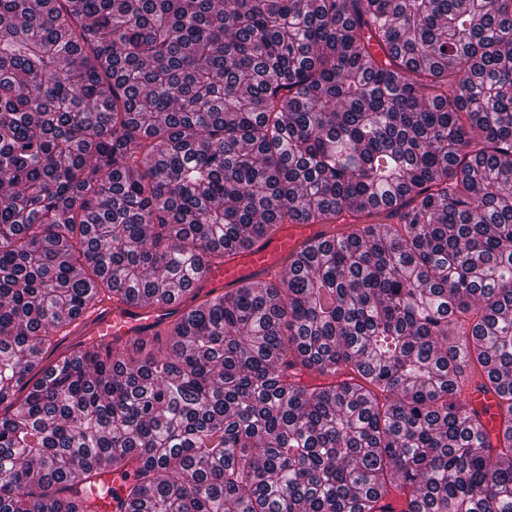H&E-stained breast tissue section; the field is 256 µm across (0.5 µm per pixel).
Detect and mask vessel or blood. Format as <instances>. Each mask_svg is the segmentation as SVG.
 <instances>
[{"label":"vessel or blood","mask_w":512,"mask_h":512,"mask_svg":"<svg viewBox=\"0 0 512 512\" xmlns=\"http://www.w3.org/2000/svg\"><path fill=\"white\" fill-rule=\"evenodd\" d=\"M334 228L328 224H284L270 236L259 239L244 252L230 253L211 266L198 285L206 291L225 292L240 282L268 283L277 280L287 268L291 256L301 247L328 238ZM176 304L162 308L116 305L105 299L81 313L68 324L72 331H89L97 341H127L164 331L176 311ZM457 388L471 406L481 414L483 428L495 433L500 424L498 398L485 391L478 377L465 376ZM105 493L97 500L98 512H119L125 481L120 475L105 477Z\"/></svg>","instance_id":"1"}]
</instances>
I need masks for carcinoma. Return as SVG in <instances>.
I'll return each mask as SVG.
<instances>
[{
  "instance_id": "carcinoma-1",
  "label": "carcinoma",
  "mask_w": 512,
  "mask_h": 512,
  "mask_svg": "<svg viewBox=\"0 0 512 512\" xmlns=\"http://www.w3.org/2000/svg\"><path fill=\"white\" fill-rule=\"evenodd\" d=\"M308 222L360 228L191 291ZM3 404L0 512H512V0H0ZM333 233V226L328 224L281 225L275 234L259 239L251 249L224 255L191 288L222 293L236 288L241 281H275L288 267L294 252ZM179 305L180 302H172L163 308L140 307L116 305L112 299H104L93 308L81 311L63 330L72 329V333H75L88 328L94 341L125 342L134 336L163 332L175 318L171 313ZM479 377L465 376L457 380V388L471 406L481 413L483 428L490 435H494L500 424V411L498 397L493 391L486 392ZM107 491L97 499L98 512H120V499L123 497V489L126 481L121 475L112 474V476L103 475Z\"/></svg>"
}]
</instances>
